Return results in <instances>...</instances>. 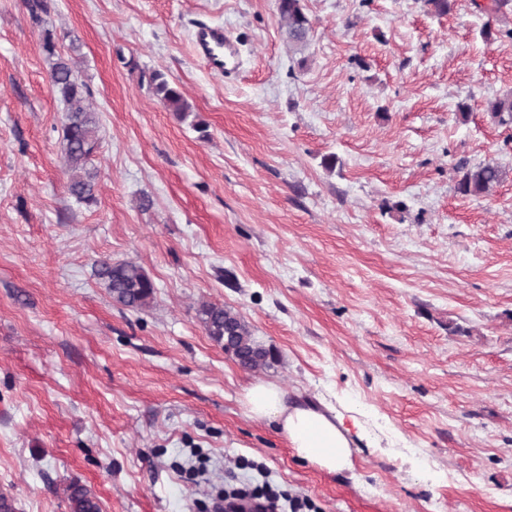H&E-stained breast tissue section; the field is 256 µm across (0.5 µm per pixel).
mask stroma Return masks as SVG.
I'll return each mask as SVG.
<instances>
[{"mask_svg": "<svg viewBox=\"0 0 512 512\" xmlns=\"http://www.w3.org/2000/svg\"><path fill=\"white\" fill-rule=\"evenodd\" d=\"M486 2L305 0L296 54L276 0H48L38 22L0 0V493L17 512H69L73 482L102 512H214L220 489L265 483L313 512H512V125L488 109L512 93V10ZM202 22L236 40L233 75L196 56ZM48 33L100 121L90 207L67 192ZM487 163L502 182L458 193L459 168ZM103 260L144 268L149 308L113 303ZM205 303L276 362L241 368ZM259 381L357 406L374 442L343 474L299 460L249 416ZM150 84L154 94L180 118H185L191 111V107L184 99L179 87L171 84L163 73L154 72L150 77ZM201 324L224 351L231 353L238 364L249 371H262L276 361V355L253 336L249 324L232 309L205 303L198 309Z\"/></svg>", "mask_w": 512, "mask_h": 512, "instance_id": "obj_1", "label": "stroma"}]
</instances>
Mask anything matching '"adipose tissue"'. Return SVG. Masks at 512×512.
<instances>
[{
    "instance_id": "ef3b65f1",
    "label": "adipose tissue",
    "mask_w": 512,
    "mask_h": 512,
    "mask_svg": "<svg viewBox=\"0 0 512 512\" xmlns=\"http://www.w3.org/2000/svg\"><path fill=\"white\" fill-rule=\"evenodd\" d=\"M244 400L250 416L275 424L300 459L330 473L352 470L353 448L368 437L356 410L293 402L271 383L250 385Z\"/></svg>"
}]
</instances>
